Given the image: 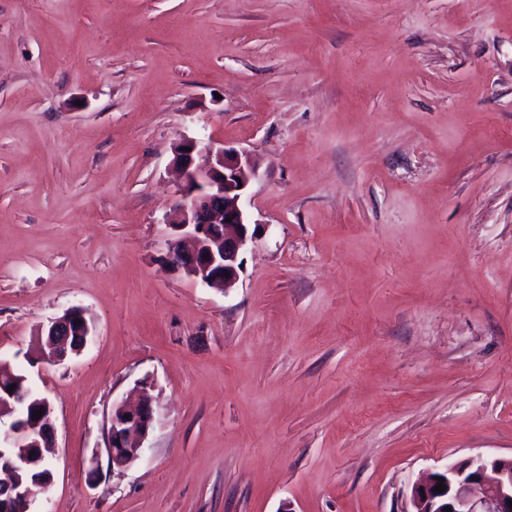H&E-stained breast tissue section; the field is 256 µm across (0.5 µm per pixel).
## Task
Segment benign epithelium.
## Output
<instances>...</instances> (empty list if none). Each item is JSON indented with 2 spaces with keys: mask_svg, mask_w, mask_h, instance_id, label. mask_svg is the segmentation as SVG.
Here are the masks:
<instances>
[{
  "mask_svg": "<svg viewBox=\"0 0 512 512\" xmlns=\"http://www.w3.org/2000/svg\"><path fill=\"white\" fill-rule=\"evenodd\" d=\"M179 172L177 200L166 218L174 241L166 260L193 281L224 286L236 282L243 270L241 254L248 241L249 218L243 199L258 169L246 150L226 149L183 138L174 146ZM42 360L60 363L79 354L93 336V327L80 306L39 327ZM15 386L9 391V386ZM132 406L119 405L109 421L108 460L124 469L138 460L152 427L150 387L139 386ZM42 411L41 417L33 412ZM55 439V414L50 401L32 393L26 376L14 378L10 364L0 360V449L17 455L0 461V470L14 477L20 489L0 501V512H33L36 489L53 481L43 455ZM445 491L436 492V476L413 486L410 512H512V457L468 458L448 463L440 473Z\"/></svg>",
  "mask_w": 512,
  "mask_h": 512,
  "instance_id": "1",
  "label": "benign epithelium"
}]
</instances>
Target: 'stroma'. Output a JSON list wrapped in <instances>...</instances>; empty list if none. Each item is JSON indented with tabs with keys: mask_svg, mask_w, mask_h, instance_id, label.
Segmentation results:
<instances>
[{
	"mask_svg": "<svg viewBox=\"0 0 512 512\" xmlns=\"http://www.w3.org/2000/svg\"><path fill=\"white\" fill-rule=\"evenodd\" d=\"M184 137L259 165L225 290L165 263ZM1 359L56 412L34 512H405L511 457L512 0H0ZM78 320H81V324H78ZM72 332L78 337L70 345ZM37 335L42 344V360L60 363L83 350L93 336V327L86 317V311L80 306H72L62 316L51 318L46 325H41ZM139 389L140 398L135 405H119L112 411L107 448L112 469H124L141 457L144 450L141 441L147 437L152 427L150 386L141 384Z\"/></svg>",
	"mask_w": 512,
	"mask_h": 512,
	"instance_id": "stroma-1",
	"label": "stroma"
}]
</instances>
